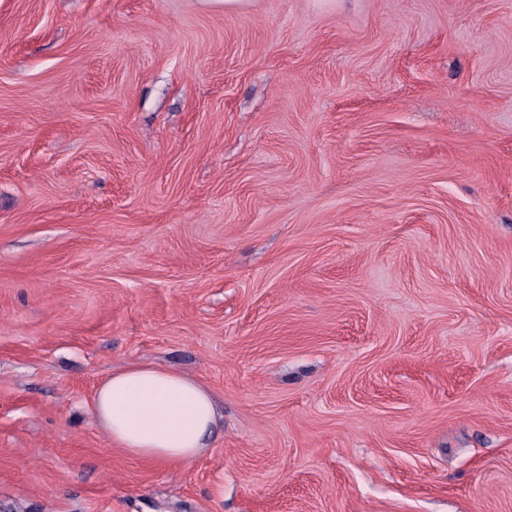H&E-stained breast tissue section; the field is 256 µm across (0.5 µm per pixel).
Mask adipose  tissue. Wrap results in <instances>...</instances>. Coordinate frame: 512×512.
<instances>
[{
  "label": "adipose tissue",
  "instance_id": "1",
  "mask_svg": "<svg viewBox=\"0 0 512 512\" xmlns=\"http://www.w3.org/2000/svg\"><path fill=\"white\" fill-rule=\"evenodd\" d=\"M92 417L117 449L155 463L195 460L219 422L204 386L154 364H132L104 379Z\"/></svg>",
  "mask_w": 512,
  "mask_h": 512
}]
</instances>
